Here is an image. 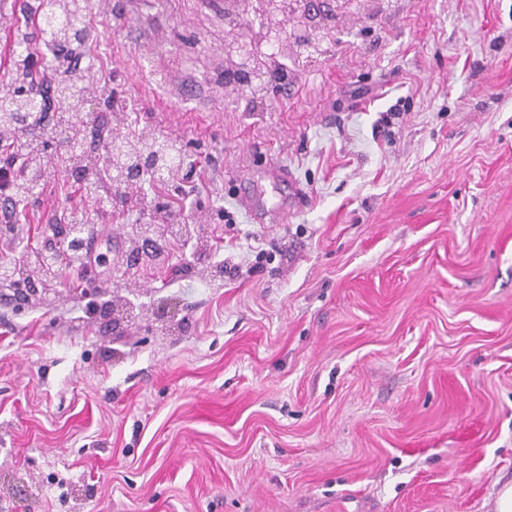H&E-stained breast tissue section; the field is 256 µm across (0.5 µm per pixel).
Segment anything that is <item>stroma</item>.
Returning <instances> with one entry per match:
<instances>
[{
	"label": "stroma",
	"mask_w": 512,
	"mask_h": 512,
	"mask_svg": "<svg viewBox=\"0 0 512 512\" xmlns=\"http://www.w3.org/2000/svg\"><path fill=\"white\" fill-rule=\"evenodd\" d=\"M24 0H0V87ZM82 48L121 135L184 139L206 180L173 245L103 299L0 291V512H495L512 479V0H369L262 99L224 90V0H92ZM288 172L275 176L274 167ZM59 204L104 254L148 209ZM249 189L248 213L239 199ZM224 275H211L215 265Z\"/></svg>",
	"instance_id": "obj_1"
}]
</instances>
